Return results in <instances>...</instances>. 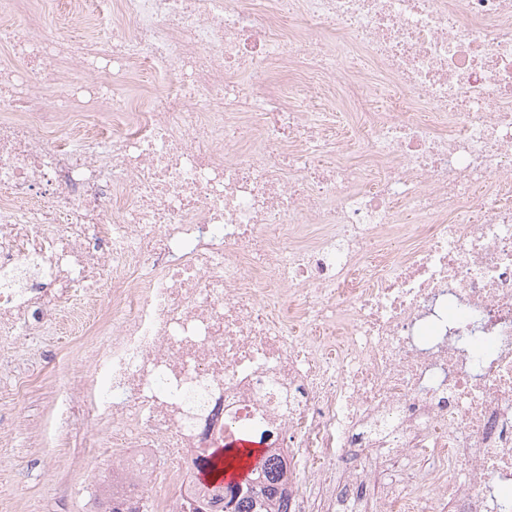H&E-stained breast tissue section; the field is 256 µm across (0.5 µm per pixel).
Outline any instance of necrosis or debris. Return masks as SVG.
<instances>
[{
    "instance_id": "obj_1",
    "label": "necrosis or debris",
    "mask_w": 512,
    "mask_h": 512,
    "mask_svg": "<svg viewBox=\"0 0 512 512\" xmlns=\"http://www.w3.org/2000/svg\"><path fill=\"white\" fill-rule=\"evenodd\" d=\"M0 45V352L97 340L41 430L94 424L83 498L224 512L250 428L288 512H503L512 0H0ZM240 436L244 437V439L248 440L249 442H256L255 440H252L255 437V433L251 432V430H244L240 434ZM249 442L242 441V440H235L232 444L236 448L237 452L235 455H228L227 457L223 458V465L224 468H234L237 464H240L242 461V456H239L240 448H244L246 445L250 444ZM230 443H224V448L220 449H214L210 453V458L206 462V464L200 468L202 471L203 469L210 467L212 470H215L217 468V462H215V459L218 457V452L220 450H224V453L232 452L235 448Z\"/></svg>"
}]
</instances>
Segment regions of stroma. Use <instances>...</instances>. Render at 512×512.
<instances>
[{
  "label": "stroma",
  "instance_id": "1",
  "mask_svg": "<svg viewBox=\"0 0 512 512\" xmlns=\"http://www.w3.org/2000/svg\"><path fill=\"white\" fill-rule=\"evenodd\" d=\"M94 340L67 335L24 338L8 358H0V373L17 367L40 376L29 391H0V512H87L86 499L74 493L76 483L90 467L82 442L89 423L75 415L70 427L52 444H43L39 425L54 404V359L67 358L79 368Z\"/></svg>",
  "mask_w": 512,
  "mask_h": 512
}]
</instances>
